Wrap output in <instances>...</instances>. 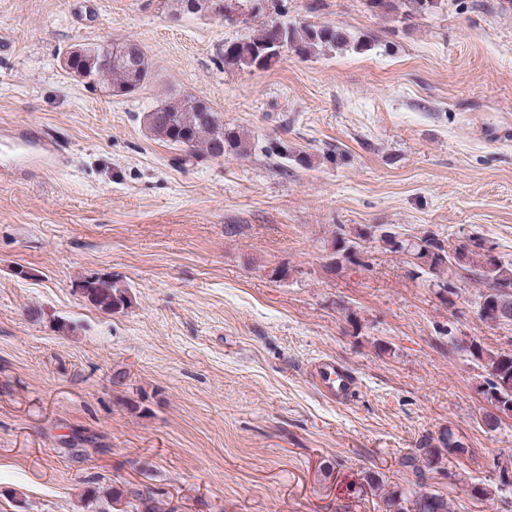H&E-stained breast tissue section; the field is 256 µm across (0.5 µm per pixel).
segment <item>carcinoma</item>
Returning <instances> with one entry per match:
<instances>
[{"label": "carcinoma", "instance_id": "carcinoma-1", "mask_svg": "<svg viewBox=\"0 0 512 512\" xmlns=\"http://www.w3.org/2000/svg\"><path fill=\"white\" fill-rule=\"evenodd\" d=\"M197 11L218 14L238 13L228 0H196ZM277 19L266 21L249 36L224 44V63L247 69H269L282 56L293 53L307 58L319 51L353 49L368 50L371 44L333 25H313L287 19L283 0H266ZM370 6L382 13L406 7V13H421L438 7V0H369ZM71 58V76L88 88H103L116 97L128 96L150 81L152 66L145 52L135 42L114 45L108 39L74 45L66 52ZM144 126L149 136L183 152V160L219 159L228 155H243L250 151V142L242 134L224 125L221 113L208 102L192 96H173L145 113ZM268 155L279 164L290 161L309 163L285 145L275 143ZM379 241L394 253H405L419 275L432 278L434 286L451 292L454 284L443 279L451 266L467 270L482 291L478 300V315L486 323L512 322V264L505 263L485 248L480 238L461 240L450 246L430 236L402 239L393 233L380 235ZM330 265L358 263L357 242L338 232L331 241ZM76 288L84 300L100 312L113 314L130 308L133 299L128 287L100 276H85L77 280ZM457 347L465 352L483 371L480 392L495 408L483 416L489 428L495 427L501 416L512 417V351H492L475 339L460 340ZM444 447L429 445L406 456L402 465L418 478V490L407 493L400 488L385 489L376 475H368L366 483L377 492L379 512H452L447 496L425 487L421 479L428 471H439L452 452L451 438L441 437Z\"/></svg>", "mask_w": 512, "mask_h": 512}]
</instances>
